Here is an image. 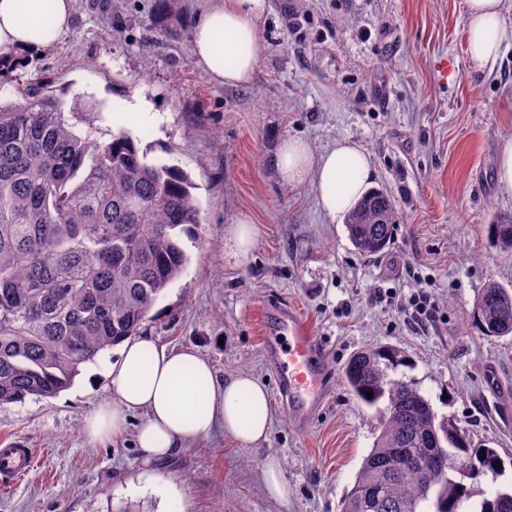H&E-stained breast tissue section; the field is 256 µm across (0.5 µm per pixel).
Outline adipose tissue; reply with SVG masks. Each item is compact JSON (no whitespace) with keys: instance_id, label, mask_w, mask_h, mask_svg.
Returning a JSON list of instances; mask_svg holds the SVG:
<instances>
[{"instance_id":"ef3b65f1","label":"adipose tissue","mask_w":512,"mask_h":512,"mask_svg":"<svg viewBox=\"0 0 512 512\" xmlns=\"http://www.w3.org/2000/svg\"><path fill=\"white\" fill-rule=\"evenodd\" d=\"M466 52L476 67L494 65L508 38L503 0H465ZM270 0H211L191 33L194 61L211 80L225 86L251 82L261 50L260 24ZM75 0H0V55H34L68 35ZM352 167H345V159ZM279 181L299 188L314 182L328 217L347 213L371 185L375 171L368 154L343 139L323 154L307 140L284 137L275 154ZM109 402L85 414L90 443L103 445L120 435L128 417L142 415L137 442L142 456L159 462L179 448L223 430L239 445L256 448L271 429L269 392L256 376L223 379L192 347L173 349L141 336L120 344L105 373Z\"/></svg>"}]
</instances>
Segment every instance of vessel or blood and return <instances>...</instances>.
Instances as JSON below:
<instances>
[{"instance_id": "1", "label": "vessel or blood", "mask_w": 512, "mask_h": 512, "mask_svg": "<svg viewBox=\"0 0 512 512\" xmlns=\"http://www.w3.org/2000/svg\"><path fill=\"white\" fill-rule=\"evenodd\" d=\"M278 327L288 335L287 348L270 347L269 353L277 365L280 389L288 404L294 423L305 424L320 401L324 377L318 366V346L297 313L282 309ZM35 452L30 448L0 442V478L11 480L27 474L34 463Z\"/></svg>"}]
</instances>
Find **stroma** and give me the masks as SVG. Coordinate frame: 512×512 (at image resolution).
I'll return each mask as SVG.
<instances>
[{"instance_id": "1", "label": "stroma", "mask_w": 512, "mask_h": 512, "mask_svg": "<svg viewBox=\"0 0 512 512\" xmlns=\"http://www.w3.org/2000/svg\"><path fill=\"white\" fill-rule=\"evenodd\" d=\"M175 5L180 20L168 30L160 0H76L69 35L30 56L23 73L33 85L66 86L99 102L100 139L125 127L148 161L188 174L201 225L183 237L190 261L141 333L196 348L220 377L257 376L270 394L269 438L244 448L219 430L148 463L136 445V414L110 444H90L82 417L108 396L110 350L91 362L93 382L80 375L56 398L0 406V439L36 451L29 474L0 486V512H165V484L186 512H340L379 434L342 370L380 345L408 356L399 374L438 417L512 454V339L486 338L472 322L488 282L512 287V255L488 239L489 225L512 218V191L494 178L499 144L512 136V41L481 70L466 54L465 0H271L254 79L229 87L191 56L205 0ZM135 96L152 103L156 122L129 121L124 108ZM287 135L319 153L351 139L371 156L375 185L399 213L383 254L358 253L313 184L292 189L277 180L270 158ZM242 217L255 224L257 241L239 263L224 230ZM386 288L396 298L376 302ZM421 291L441 312L425 331L400 308L402 297ZM284 305L309 324L329 374L303 429L265 351L269 320ZM267 456L282 465L287 499L265 488Z\"/></svg>"}]
</instances>
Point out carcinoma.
Masks as SVG:
<instances>
[{
	"label": "carcinoma",
	"instance_id": "cac0c4a2",
	"mask_svg": "<svg viewBox=\"0 0 512 512\" xmlns=\"http://www.w3.org/2000/svg\"><path fill=\"white\" fill-rule=\"evenodd\" d=\"M5 85L24 102L0 100V405L56 397L82 365L137 335L189 262L181 235L200 224L190 177L148 162L129 130L107 141L75 132L98 117L92 103L76 97L67 112L63 93L33 87L0 58ZM397 220L391 197L372 189L346 215L348 239L379 254ZM489 234L512 252V219ZM475 319L488 338L512 336V288L486 284ZM406 364L403 351L378 346L345 367V384L381 428L341 512H512V497L501 498L509 486L474 500V486L497 481L512 458L437 420L412 382L390 376ZM437 437L447 464L409 461L437 450Z\"/></svg>",
	"mask_w": 512,
	"mask_h": 512
}]
</instances>
